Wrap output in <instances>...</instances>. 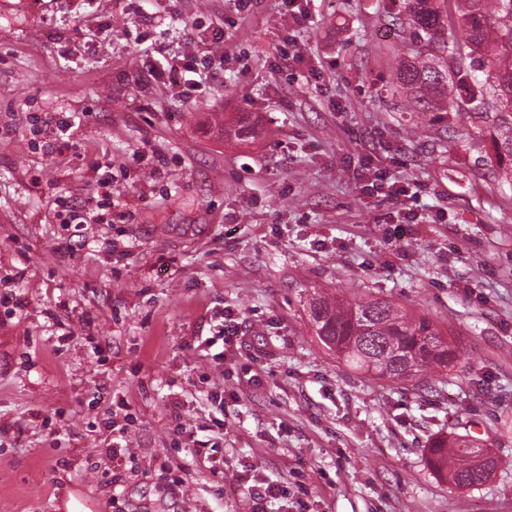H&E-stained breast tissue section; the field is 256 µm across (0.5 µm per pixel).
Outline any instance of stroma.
<instances>
[{"instance_id": "stroma-1", "label": "stroma", "mask_w": 512, "mask_h": 512, "mask_svg": "<svg viewBox=\"0 0 512 512\" xmlns=\"http://www.w3.org/2000/svg\"><path fill=\"white\" fill-rule=\"evenodd\" d=\"M30 2L0 0V512H512V185L467 114L393 93L390 0H303L299 25L281 0ZM187 53L212 61L194 100ZM213 112L264 131L225 141ZM369 168L405 194L365 195ZM316 286L429 316L455 368L433 392L351 369ZM440 431L490 454L485 483L434 474ZM243 473L282 495L254 506Z\"/></svg>"}]
</instances>
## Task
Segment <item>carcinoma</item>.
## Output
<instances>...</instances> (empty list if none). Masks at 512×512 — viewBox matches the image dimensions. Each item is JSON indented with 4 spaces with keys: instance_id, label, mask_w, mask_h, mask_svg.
<instances>
[{
    "instance_id": "obj_1",
    "label": "carcinoma",
    "mask_w": 512,
    "mask_h": 512,
    "mask_svg": "<svg viewBox=\"0 0 512 512\" xmlns=\"http://www.w3.org/2000/svg\"><path fill=\"white\" fill-rule=\"evenodd\" d=\"M406 14V50L396 62V89L411 96L413 111L448 112V85L460 90L457 110L483 123L495 174L512 184V122L496 114L512 111V0H399ZM486 74L478 79V73ZM258 128L242 112L224 124L236 140ZM316 335L328 350L356 370L423 388L448 369L456 352L426 315H414L385 300L349 302L324 288L308 300ZM428 463L448 484L474 488L491 476L495 462L470 436L438 435Z\"/></svg>"
}]
</instances>
